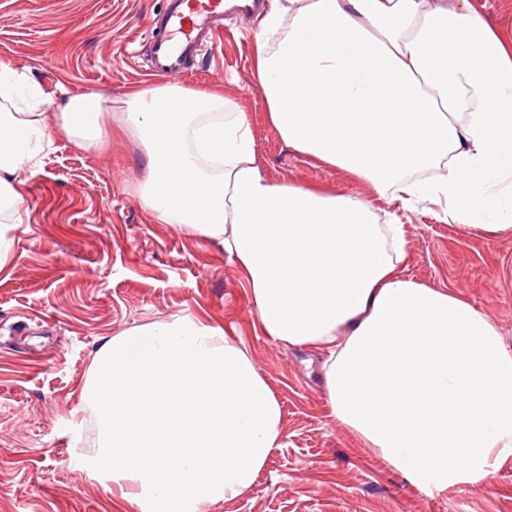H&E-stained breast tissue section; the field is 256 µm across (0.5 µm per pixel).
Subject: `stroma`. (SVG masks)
Listing matches in <instances>:
<instances>
[{
	"label": "stroma",
	"mask_w": 512,
	"mask_h": 512,
	"mask_svg": "<svg viewBox=\"0 0 512 512\" xmlns=\"http://www.w3.org/2000/svg\"><path fill=\"white\" fill-rule=\"evenodd\" d=\"M163 0H0V63L48 99L92 87L119 99L156 78L138 56ZM258 20L224 25L213 55L177 85L220 84L245 113L256 156L277 184L370 196L346 171L288 147L267 121L253 66ZM145 161L135 139L83 149L55 138L28 173V224L0 267V512H138L78 456L92 454V409L79 404L105 339L188 314L232 331L279 399L285 425L253 485L203 512H512V463L476 488L430 499L365 448L330 413L318 367L260 329L243 275L223 245L154 219L133 193ZM381 222L406 230V273L451 287L512 339V235L452 222L422 202L381 199Z\"/></svg>",
	"instance_id": "1"
}]
</instances>
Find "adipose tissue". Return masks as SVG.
Returning a JSON list of instances; mask_svg holds the SVG:
<instances>
[{
	"label": "adipose tissue",
	"mask_w": 512,
	"mask_h": 512,
	"mask_svg": "<svg viewBox=\"0 0 512 512\" xmlns=\"http://www.w3.org/2000/svg\"><path fill=\"white\" fill-rule=\"evenodd\" d=\"M254 67L269 123L298 153L403 210L430 201L453 222L512 234V45L470 0H272ZM42 98L0 63V265L27 221L25 170L54 135L86 148L107 133L111 98ZM120 102L146 158L142 204L223 244L262 332L319 360L342 426L431 499L512 460V341L457 290L405 276L404 225L379 223L367 199L271 182L223 87L131 86ZM387 146L439 176L371 164ZM81 402L97 426L81 465L139 512L237 499L284 439L245 349L190 315L103 342Z\"/></svg>",
	"instance_id": "ef3b65f1"
}]
</instances>
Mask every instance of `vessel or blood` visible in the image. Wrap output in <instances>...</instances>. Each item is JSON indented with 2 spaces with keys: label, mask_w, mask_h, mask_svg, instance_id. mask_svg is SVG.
Masks as SVG:
<instances>
[{
  "label": "vessel or blood",
  "mask_w": 512,
  "mask_h": 512,
  "mask_svg": "<svg viewBox=\"0 0 512 512\" xmlns=\"http://www.w3.org/2000/svg\"><path fill=\"white\" fill-rule=\"evenodd\" d=\"M251 11V5L230 7L226 0H164L142 37L149 74L176 75L190 69L198 57L213 50L225 20Z\"/></svg>",
  "instance_id": "b4317fda"
}]
</instances>
